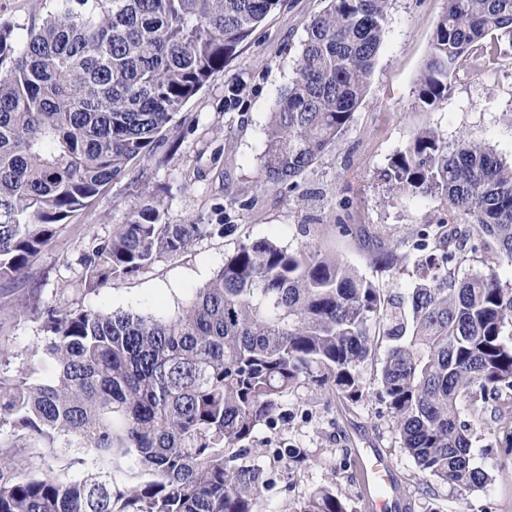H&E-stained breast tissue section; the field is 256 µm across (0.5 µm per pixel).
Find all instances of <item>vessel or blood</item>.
I'll list each match as a JSON object with an SVG mask.
<instances>
[{
    "mask_svg": "<svg viewBox=\"0 0 512 512\" xmlns=\"http://www.w3.org/2000/svg\"><path fill=\"white\" fill-rule=\"evenodd\" d=\"M355 465L359 471V485L367 512H405L407 504L399 491L392 468L380 449H358Z\"/></svg>",
    "mask_w": 512,
    "mask_h": 512,
    "instance_id": "b4317fda",
    "label": "vessel or blood"
}]
</instances>
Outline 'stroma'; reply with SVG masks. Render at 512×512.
<instances>
[{
	"label": "stroma",
	"instance_id": "1",
	"mask_svg": "<svg viewBox=\"0 0 512 512\" xmlns=\"http://www.w3.org/2000/svg\"><path fill=\"white\" fill-rule=\"evenodd\" d=\"M325 0H281L244 42L224 70L173 118L154 151L113 181L88 207L77 211L26 271L25 279L0 280V342L20 357L42 341L32 307L58 295L98 310H124L144 317L173 314L192 289L204 287L245 239L273 238L281 245L313 247L335 254L370 279L381 294L409 295L417 282L413 266L377 270V247L414 254L418 233L448 213L437 198L394 197L379 173L418 129L437 132L449 145L460 139L512 157V67L462 73L448 97L429 112L415 106V86L429 52L444 0H391L383 44L368 91L350 127L299 181L259 189L256 179L276 95L291 83L311 19ZM51 0H0V19L25 37ZM240 87L233 106L227 89ZM154 197L165 219L193 218L224 230L167 255L132 277L112 279L99 292L80 294L78 256L93 236L126 223L145 196ZM389 341L376 333L360 366L364 396L353 402L299 382L270 425L260 426L250 459L269 472L263 496L267 512H301L309 494L329 485L348 512H366L352 466L357 448H378L391 464L408 512H512V455L497 443L492 416L474 422L472 463L490 481L468 489L428 485L400 432L375 393ZM279 448L307 457L300 468L276 460Z\"/></svg>",
	"mask_w": 512,
	"mask_h": 512
}]
</instances>
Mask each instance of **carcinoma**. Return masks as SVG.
<instances>
[{"label":"carcinoma","mask_w":512,"mask_h":512,"mask_svg":"<svg viewBox=\"0 0 512 512\" xmlns=\"http://www.w3.org/2000/svg\"><path fill=\"white\" fill-rule=\"evenodd\" d=\"M26 37L0 20V279H20L60 225L149 155L174 116L236 56L279 0H54ZM295 78L272 103L260 186L299 179L349 127L381 50L390 0H326ZM416 82L422 112L463 69L512 60V0H445ZM398 195L439 198V248L416 244L410 309L338 258L248 239L177 313L146 318L34 307L44 333L11 369L0 342V512H264L271 478L248 460L301 379L351 400L373 328L392 341L377 399L436 483L481 488L468 405L499 410L512 449V285L493 269L458 277L475 238L512 263V160L431 129L388 158ZM224 231L169 224L151 199L80 254L84 291L133 276ZM45 449L37 465L18 456ZM133 455L141 480L113 485ZM69 470L83 473L74 480ZM301 512H347L330 487Z\"/></svg>","instance_id":"obj_1"}]
</instances>
